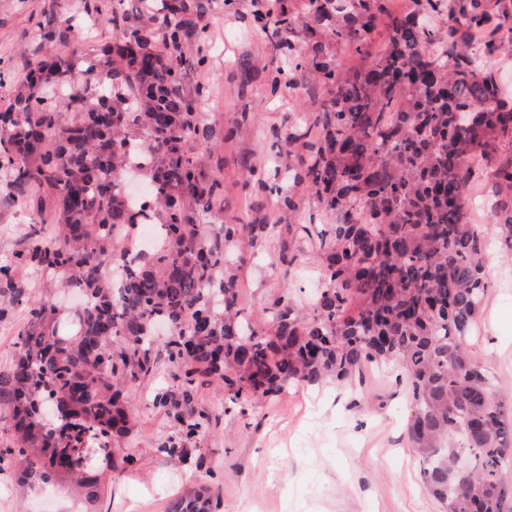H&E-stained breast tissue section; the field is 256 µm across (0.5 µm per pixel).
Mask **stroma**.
I'll list each match as a JSON object with an SVG mask.
<instances>
[{
  "mask_svg": "<svg viewBox=\"0 0 512 512\" xmlns=\"http://www.w3.org/2000/svg\"><path fill=\"white\" fill-rule=\"evenodd\" d=\"M96 11L86 14V3ZM275 0H212L199 24L210 53L200 81L208 90L202 106L223 138L213 146L214 175L224 183L222 216L228 224H250L256 215L281 223L332 224L311 189L296 183L274 161V133H287L297 119L320 111L331 93L309 98L289 87L299 73L287 56L272 54L270 38L254 16L256 6ZM116 0H0V107L24 75L23 63L48 49L40 36L46 13H54L67 50H92L112 40L107 20ZM262 178L264 190H251ZM9 173L0 169V264L29 245L35 209L9 197ZM293 194L295 214L279 206ZM278 236L267 229L260 249L247 255L240 272V303L262 331L266 306L284 289L308 300L320 284L321 259L307 248L292 273L278 265ZM488 289L468 341L475 362L496 380L512 412V255L491 246L486 258ZM165 367L143 381L132 399L134 421L124 440L136 463L122 479L105 486L98 512H168L172 502L201 486L218 499L212 512H445L424 486L419 456L410 448L407 423L413 411L397 367L364 371L349 385L328 380L293 386L272 399L254 401L241 417L221 389L205 390L201 409L218 417L217 427L195 437V450L170 460L159 448L173 428L152 396L168 382ZM0 512H82L61 483L27 486L13 467L0 469Z\"/></svg>",
  "mask_w": 512,
  "mask_h": 512,
  "instance_id": "stroma-1",
  "label": "stroma"
}]
</instances>
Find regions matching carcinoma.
Masks as SVG:
<instances>
[{
  "label": "carcinoma",
  "instance_id": "obj_1",
  "mask_svg": "<svg viewBox=\"0 0 512 512\" xmlns=\"http://www.w3.org/2000/svg\"><path fill=\"white\" fill-rule=\"evenodd\" d=\"M257 13L273 33L307 39L311 67L335 90L314 121L275 135L277 155L336 223L284 224L278 263H297L308 242L321 252L311 308L289 294L265 308L256 331L239 303L242 238L260 224L203 223L224 201V183L197 152L219 136L201 111L203 87L188 72L207 60L203 0H152L109 22L115 41L93 53L59 50L26 66L0 110V168L11 197L35 206L21 264L60 270L85 295L77 329L57 333L54 305L23 296L0 267V317L22 304L16 362L0 370V411L15 443L0 462L23 484L68 481L96 512L105 484L128 457L89 455L128 434L129 401L165 350L171 385L156 398L176 432L158 452L188 454L210 427L195 407L220 381L242 416L256 398L294 384L350 381L369 364L395 362L414 415L411 447L423 481L447 512H512V417L493 380L471 358L470 336L488 288V246L468 215L474 176L495 198L491 223L512 252V101L489 61L512 45V0H304ZM448 13V25L429 23ZM387 18L388 39L367 66L327 61L328 45L368 54L367 36ZM88 62L76 82L78 64ZM153 224L160 242L116 252L118 239ZM118 278L107 265L127 254ZM472 451L468 470L455 463ZM209 489L171 512H211Z\"/></svg>",
  "mask_w": 512,
  "mask_h": 512
}]
</instances>
